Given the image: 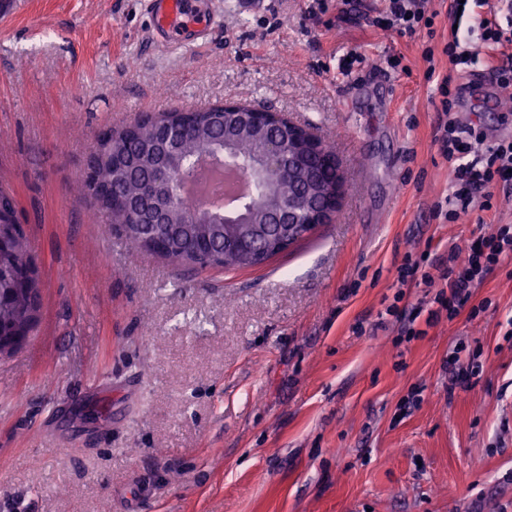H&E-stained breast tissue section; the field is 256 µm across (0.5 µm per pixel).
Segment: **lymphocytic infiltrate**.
I'll return each instance as SVG.
<instances>
[{
	"label": "lymphocytic infiltrate",
	"instance_id": "lymphocytic-infiltrate-1",
	"mask_svg": "<svg viewBox=\"0 0 512 512\" xmlns=\"http://www.w3.org/2000/svg\"><path fill=\"white\" fill-rule=\"evenodd\" d=\"M386 2L384 15L370 19V26L393 29L404 37L432 27L428 0ZM439 91L442 109L434 140L448 161L450 190L444 201L435 205L434 215L453 224L473 212H492L494 189L512 192V138L486 144L480 128L457 119L454 108L460 91L452 87L450 78L442 79ZM508 256H512L511 224L491 225L466 251H450L447 264L438 268L437 278L445 289L435 295V303L448 317L457 316L470 301L473 288Z\"/></svg>",
	"mask_w": 512,
	"mask_h": 512
}]
</instances>
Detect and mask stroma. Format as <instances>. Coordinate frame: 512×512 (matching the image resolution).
Instances as JSON below:
<instances>
[{
  "instance_id": "35a3bbf8",
  "label": "stroma",
  "mask_w": 512,
  "mask_h": 512,
  "mask_svg": "<svg viewBox=\"0 0 512 512\" xmlns=\"http://www.w3.org/2000/svg\"><path fill=\"white\" fill-rule=\"evenodd\" d=\"M213 2L209 39L167 49L143 0L0 8V186L41 293L27 343L0 356V512H512V258L474 289V315L432 318L441 281L397 283L406 254L444 262L488 230L433 216L449 184L436 79L468 86L462 122L512 134L488 80L512 45L462 19L476 58L452 73L450 0L412 39L340 19L339 0L317 16L307 0ZM225 100L335 146L333 222L250 269L131 252L73 192L99 133Z\"/></svg>"
}]
</instances>
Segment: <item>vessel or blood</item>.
Wrapping results in <instances>:
<instances>
[{
  "instance_id": "obj_1",
  "label": "vessel or blood",
  "mask_w": 512,
  "mask_h": 512,
  "mask_svg": "<svg viewBox=\"0 0 512 512\" xmlns=\"http://www.w3.org/2000/svg\"><path fill=\"white\" fill-rule=\"evenodd\" d=\"M200 3L201 0H147L152 37L166 45L199 43L216 23L215 16L202 15Z\"/></svg>"
}]
</instances>
